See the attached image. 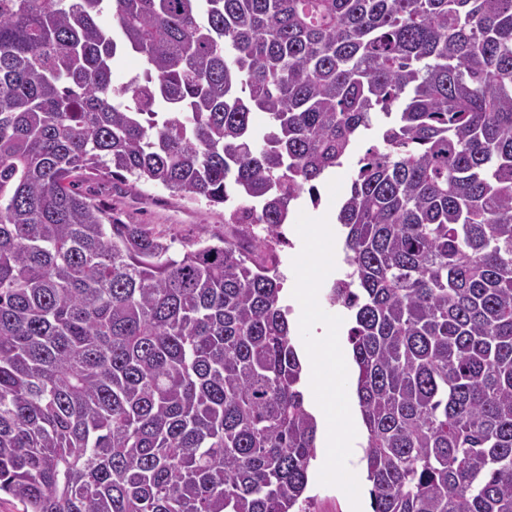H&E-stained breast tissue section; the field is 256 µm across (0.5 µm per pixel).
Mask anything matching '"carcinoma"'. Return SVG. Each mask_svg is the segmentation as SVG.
Segmentation results:
<instances>
[{
  "label": "carcinoma",
  "mask_w": 512,
  "mask_h": 512,
  "mask_svg": "<svg viewBox=\"0 0 512 512\" xmlns=\"http://www.w3.org/2000/svg\"><path fill=\"white\" fill-rule=\"evenodd\" d=\"M353 157L327 297L372 512H512V0H0V495L306 512L317 423L270 243ZM91 175L222 206L251 249L176 255ZM144 66V60L137 54L122 56L112 67V86L119 88L125 85L141 73ZM336 258H335V264L336 268L333 272H331L326 279L324 280L321 290H320V299L319 304L321 308L333 315H338L344 319V322L339 330V336L342 337V340L344 341L346 347L351 351V345L348 342V331L351 326L349 313L344 310L341 307L338 306H330L327 302V293L331 287V285L339 278L343 277L344 271L347 268L344 263V257L345 253L343 250V242H344V235L342 234V229L339 224H336Z\"/></svg>",
  "instance_id": "cac0c4a2"
}]
</instances>
